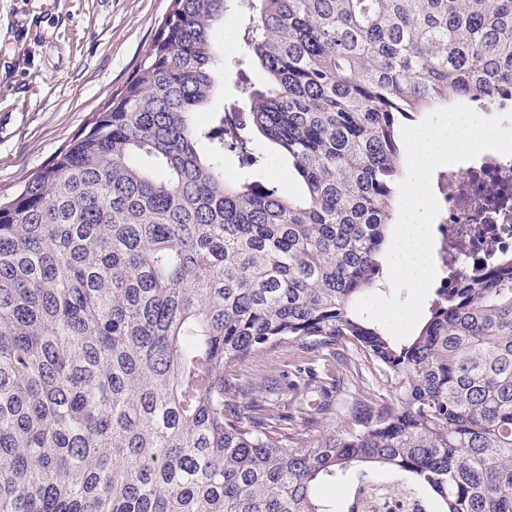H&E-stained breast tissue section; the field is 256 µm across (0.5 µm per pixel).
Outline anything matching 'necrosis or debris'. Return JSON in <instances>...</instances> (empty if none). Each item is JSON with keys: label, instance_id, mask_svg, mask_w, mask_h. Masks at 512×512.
Returning a JSON list of instances; mask_svg holds the SVG:
<instances>
[{"label": "necrosis or debris", "instance_id": "necrosis-or-debris-1", "mask_svg": "<svg viewBox=\"0 0 512 512\" xmlns=\"http://www.w3.org/2000/svg\"><path fill=\"white\" fill-rule=\"evenodd\" d=\"M435 190L440 287L483 277L512 256V156L483 152L462 173H438Z\"/></svg>", "mask_w": 512, "mask_h": 512}]
</instances>
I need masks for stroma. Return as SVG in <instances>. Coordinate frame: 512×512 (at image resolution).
Here are the masks:
<instances>
[{
  "instance_id": "stroma-1",
  "label": "stroma",
  "mask_w": 512,
  "mask_h": 512,
  "mask_svg": "<svg viewBox=\"0 0 512 512\" xmlns=\"http://www.w3.org/2000/svg\"><path fill=\"white\" fill-rule=\"evenodd\" d=\"M169 0H0V196H9L77 135L141 61ZM248 20L229 8L214 29L217 89L207 109L243 97L242 51L230 36ZM317 352L296 345L255 355L228 378L269 414L300 431L288 400V364L317 368Z\"/></svg>"
}]
</instances>
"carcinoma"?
<instances>
[{"mask_svg":"<svg viewBox=\"0 0 512 512\" xmlns=\"http://www.w3.org/2000/svg\"><path fill=\"white\" fill-rule=\"evenodd\" d=\"M230 0H170L139 65L0 201V512H334L390 486L433 512H512V257L434 292L397 342L354 310L383 280L402 127L512 85V0H255L268 84L198 120ZM288 159L292 198L224 155ZM294 343L375 372L345 429L291 434L224 371Z\"/></svg>","mask_w":512,"mask_h":512,"instance_id":"carcinoma-1","label":"carcinoma"}]
</instances>
